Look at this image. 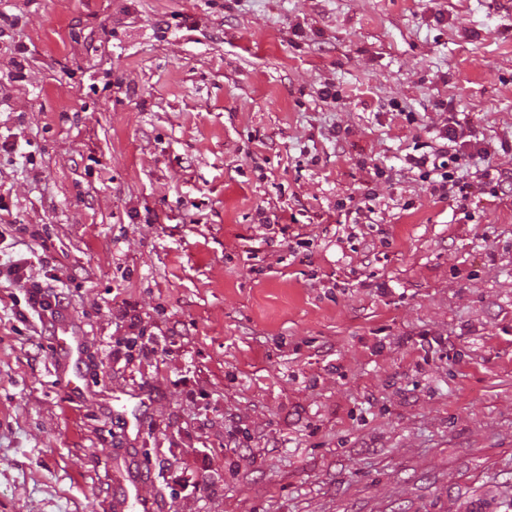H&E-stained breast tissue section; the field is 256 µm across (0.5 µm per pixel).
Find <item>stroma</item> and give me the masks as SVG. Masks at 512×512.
<instances>
[{"instance_id":"35a3bbf8","label":"stroma","mask_w":512,"mask_h":512,"mask_svg":"<svg viewBox=\"0 0 512 512\" xmlns=\"http://www.w3.org/2000/svg\"><path fill=\"white\" fill-rule=\"evenodd\" d=\"M0 14V141L19 145L0 150V262L52 258L0 283V512H120L134 468L152 512H512V193L482 177L512 171L511 13ZM450 115L490 150L464 202L407 164ZM368 194L371 223L346 226ZM54 282L56 325L82 338L75 391L54 335L22 316ZM126 301L164 351L139 355Z\"/></svg>"}]
</instances>
